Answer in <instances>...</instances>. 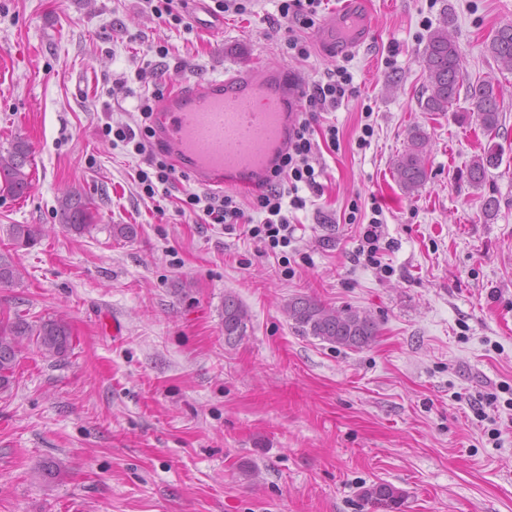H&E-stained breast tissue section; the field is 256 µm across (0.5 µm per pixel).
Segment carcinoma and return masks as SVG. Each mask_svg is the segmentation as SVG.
<instances>
[{
  "label": "carcinoma",
  "mask_w": 512,
  "mask_h": 512,
  "mask_svg": "<svg viewBox=\"0 0 512 512\" xmlns=\"http://www.w3.org/2000/svg\"><path fill=\"white\" fill-rule=\"evenodd\" d=\"M487 51L497 65L512 70V24L499 27ZM427 96L421 103L425 112H446L460 95L462 87L474 105L476 120L487 137H501L502 129L500 91L497 80L490 76L477 84H464L463 56L448 31L433 30L427 40L422 58ZM428 137L417 127L410 134L408 146L395 160L394 176L401 189L409 194L417 191L427 181L425 148ZM502 146L498 143L487 148L471 160L467 175L470 184L480 186L486 180L490 167L499 164ZM32 151L27 140L15 138L6 149L0 148V195L20 198L32 188ZM61 226L77 236L89 234L96 228L90 202L78 194H68L58 201ZM43 229L35 224H14L10 228L12 244L28 248L34 244ZM23 279L16 265L0 260V285L11 286ZM288 318L299 331L323 342L347 349H362L377 338L376 320L366 311L338 310L321 304L307 296L295 297L286 306ZM248 312L232 295L224 297V336L230 342L244 336ZM32 343L46 358L58 359L67 355L72 346L69 323L62 317L48 316L29 322L15 316L0 319V394L9 392L16 382L17 368L25 345ZM362 498L378 507L398 509L404 493L390 483L380 482L363 488Z\"/></svg>",
  "instance_id": "carcinoma-1"
}]
</instances>
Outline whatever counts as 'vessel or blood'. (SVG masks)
I'll list each match as a JSON object with an SVG mask.
<instances>
[{"mask_svg": "<svg viewBox=\"0 0 512 512\" xmlns=\"http://www.w3.org/2000/svg\"><path fill=\"white\" fill-rule=\"evenodd\" d=\"M373 33L363 0H345L317 39L326 55L338 57ZM301 93L288 70L253 64L221 79L195 81L159 102L156 143L200 187L259 188L288 149Z\"/></svg>", "mask_w": 512, "mask_h": 512, "instance_id": "obj_1", "label": "vessel or blood"}]
</instances>
